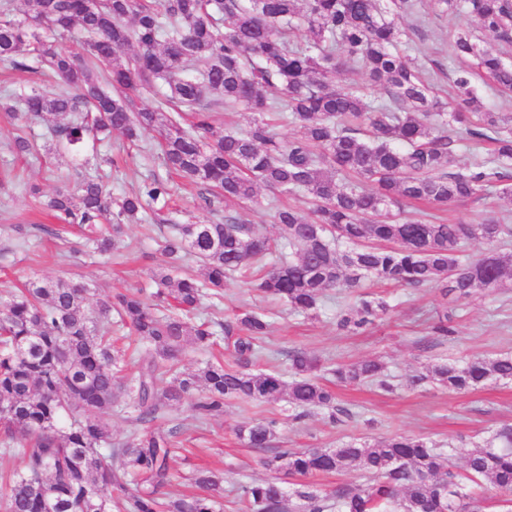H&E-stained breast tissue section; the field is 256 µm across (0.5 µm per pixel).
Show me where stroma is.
Here are the masks:
<instances>
[{
	"mask_svg": "<svg viewBox=\"0 0 512 512\" xmlns=\"http://www.w3.org/2000/svg\"><path fill=\"white\" fill-rule=\"evenodd\" d=\"M397 24L405 40L415 47L419 63L430 69L442 65L437 91L443 102L453 103L448 37L462 27L474 38L485 39L477 19L464 12L441 19L435 14L433 0H410ZM21 133L40 146V158L25 159L10 151L14 137ZM162 171L159 157H146L121 134H112L103 145L88 143L79 151L68 152L56 148L46 123L28 125L0 112V292L32 278L83 283L92 301L124 289H139L148 295L156 289L157 276L169 268L163 250L168 219L183 224L218 223L233 215L253 224L260 233L273 222L272 191L260 190L259 205L247 207L208 199L201 186H182L160 219L126 225L120 249L101 255L76 229L56 231L53 220L40 214L28 191L32 185L46 195L60 188L72 190L84 176L102 174L113 193L119 194ZM505 212L512 214V200L473 198L450 206L443 217L454 223L477 224ZM365 291L383 298L388 309L360 335L346 334L336 326L340 308L357 300L356 293L349 291L329 292L313 318L262 297L236 274L226 278L223 297L207 295L200 300L196 314L201 321L221 322L245 308L269 313L264 346L273 357L256 361L255 369L274 365L287 370L288 354L293 350L305 351L326 364L378 358L385 363L395 389L387 393L367 385L336 387L338 405L351 411L339 422L332 421L328 409L321 407L309 409L301 422H294L292 409L284 400L259 406L231 400L222 416L203 425L192 419L188 404L174 407L157 423L160 430H178L179 450L169 461L174 475L170 494L188 489L192 471L216 469L224 473V512H245L242 485L275 477L285 490L298 486L297 477L266 467V458L277 448H333L355 438L379 440L405 434L446 446L450 464L458 468L475 443L496 428L512 424V384L489 383L469 393H451L434 384H411L413 376L428 364L512 352V288L480 293L457 307L446 306L437 288L370 282ZM442 313L447 314L454 331L446 339L432 333ZM268 417L280 421L271 448H250L237 439V427Z\"/></svg>",
	"mask_w": 512,
	"mask_h": 512,
	"instance_id": "stroma-1",
	"label": "stroma"
}]
</instances>
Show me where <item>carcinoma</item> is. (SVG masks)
<instances>
[{
	"label": "carcinoma",
	"mask_w": 512,
	"mask_h": 512,
	"mask_svg": "<svg viewBox=\"0 0 512 512\" xmlns=\"http://www.w3.org/2000/svg\"><path fill=\"white\" fill-rule=\"evenodd\" d=\"M23 0L26 21L0 5V59L21 72L49 69L58 90L10 97L4 110L27 123L55 119L56 145L75 147L118 132L135 142L153 132L162 164L191 184L218 189L226 202H259L265 187L300 195L301 207L279 203L272 231L227 217L222 224H173L165 252H183L200 263L195 275L165 273L148 299L115 292L86 304L87 289L66 282L31 281L0 297V430L5 452L21 466L0 485V512H221L224 477L199 470V493L164 496L168 459L177 428L154 422L183 399L204 424L239 399L255 404L288 397L295 418L320 406L336 409L319 365L302 351L288 354L291 379L276 370L250 369L267 316L245 310L219 324L234 364L209 363L195 373L177 370L187 346L207 349L218 331L190 314L202 290L220 296L236 273L255 290L294 312L315 313L325 292L360 288L376 279L409 288L436 287L465 304L478 291L512 285V224L503 216L484 224H444L434 212L405 215L409 204L434 211L470 198H512V112H490L472 78L484 73L512 88V65L459 28L449 43L458 63L457 107L445 111L406 50L395 11L408 0ZM443 15L465 8L492 39L512 44V0H435ZM75 40L79 48L62 42ZM359 64L368 82L383 86L386 102H367L366 87L339 88L330 76ZM168 89L165 103L191 112V130L163 108L140 109L136 98ZM243 106L259 114L244 134L210 139L212 109ZM294 134L281 140L272 124ZM494 145L486 156L456 162L457 127ZM172 186L154 176L117 198L102 177L78 191L58 189L42 206L64 224L89 232L103 253L118 244L123 226L138 220L145 204L167 200ZM473 242L488 253L461 260ZM288 249L263 275L256 268L276 248ZM363 296L336 315L338 329L359 333L387 310ZM141 345L137 374H125L126 350L112 338V313ZM340 385L371 384L393 391L379 359L337 366ZM512 382V354L473 356L436 363L414 376L450 392L485 382ZM132 403L139 429L112 443L102 415ZM251 448L272 445L277 421L240 427ZM303 478L360 469L367 483L338 487L320 497L303 484L288 496L277 479L242 489L249 512H480L489 482L501 512H512V425H504L468 451L462 471L444 464L437 444L394 435L359 439L336 448H279L267 461Z\"/></svg>",
	"instance_id": "1"
}]
</instances>
